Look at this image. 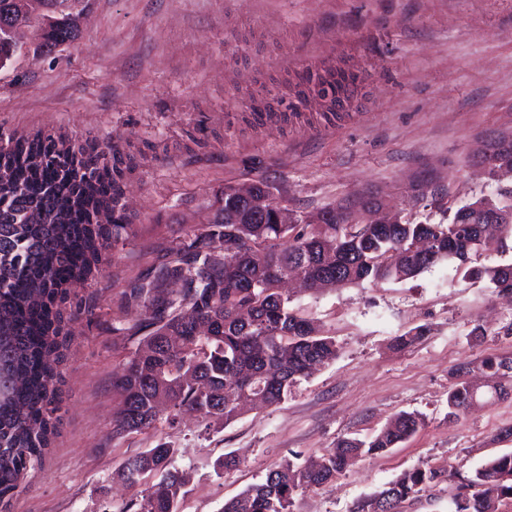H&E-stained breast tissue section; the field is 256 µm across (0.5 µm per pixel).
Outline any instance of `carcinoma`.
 Masks as SVG:
<instances>
[{
  "mask_svg": "<svg viewBox=\"0 0 512 512\" xmlns=\"http://www.w3.org/2000/svg\"><path fill=\"white\" fill-rule=\"evenodd\" d=\"M66 0H42L32 6L30 21L51 20L44 38L57 45L76 37L79 25L67 17L52 18L46 10ZM16 13L13 0H0V66L18 49L10 30ZM330 90L346 95L356 77L329 69ZM256 125L288 113L250 105ZM493 151L475 162L489 179L512 167V138H496ZM127 162L115 143L97 151L51 135L21 139L0 133V512H6L19 484L42 464L57 432L61 395L50 360L65 358L62 305L73 284L86 280L109 249L135 235L123 202L122 181ZM486 197L446 207L448 222L402 219L400 224L356 227L339 234L350 221L344 205L326 208L330 224L283 230L272 210L256 211L224 192L223 205L212 224L160 250L146 272L120 292L137 313L133 323L113 327L118 336L138 339L151 354L136 352L115 381L121 404L113 418V434H146L164 422L173 427L184 407L204 420L229 424L240 414L242 391L261 385L276 405L295 386L336 360L340 346L314 319L290 306V296L273 283L302 273L326 276L341 286L365 281H401L416 277L448 257V239L472 207ZM237 232L235 249L220 251L226 231ZM423 235L437 240L436 251L406 269L385 265L391 250L407 251ZM457 268L465 276L494 287L512 286V264L472 265V257L488 250L481 228L453 245ZM181 287L169 289L171 282ZM180 336L172 344L169 337ZM482 367L507 378L491 387L498 398L512 394V359L486 358ZM194 371L208 380L200 392L180 383L181 372ZM470 396L469 382L460 379L448 390V416L456 417ZM422 426L415 413L396 415L367 440L344 438L321 457L319 469L307 474L288 460L271 469L224 504L222 512H291L297 492L320 487L341 475L348 463L374 455L413 436ZM175 448H149L129 458L112 478L130 484L161 474L142 499L124 512H177L189 492L190 475L173 465ZM441 473L415 467L375 493L358 499L352 512H398L439 481ZM512 499V452L492 457L470 477L458 478L449 512H498L499 499Z\"/></svg>",
  "mask_w": 512,
  "mask_h": 512,
  "instance_id": "cac0c4a2",
  "label": "carcinoma"
}]
</instances>
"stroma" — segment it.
Instances as JSON below:
<instances>
[{"label":"stroma","instance_id":"obj_1","mask_svg":"<svg viewBox=\"0 0 512 512\" xmlns=\"http://www.w3.org/2000/svg\"><path fill=\"white\" fill-rule=\"evenodd\" d=\"M357 74L350 111L333 123L317 103L288 123L247 127L250 100L293 102L304 74ZM65 134L100 147L113 134L135 164L124 181L136 235L110 250L71 290L68 352L55 364L63 402L42 468L29 472L10 512H121L150 479L112 474L165 444L191 473L178 512L225 502L299 455L318 459L340 438L367 439L400 412L423 426L387 452L354 461L330 484L299 490L293 512H350L354 502L423 466L441 481L400 512H448L456 479L512 452V395L480 398L448 416L459 364L487 380L482 359L512 358V299L440 262L405 281L293 293L292 305L334 336L341 353L288 400L247 409L228 424L181 411L176 426L112 435V381L136 341L113 333L119 291L159 250L213 223L225 185L263 178L294 213L317 215L360 196L379 208L440 221L415 185L461 203L497 195L473 163L491 138L512 136V0H91L79 39L51 49L28 36L0 67V132ZM488 332L472 339L473 323ZM430 333L397 349L395 336ZM231 456L235 468L220 471Z\"/></svg>","mask_w":512,"mask_h":512}]
</instances>
